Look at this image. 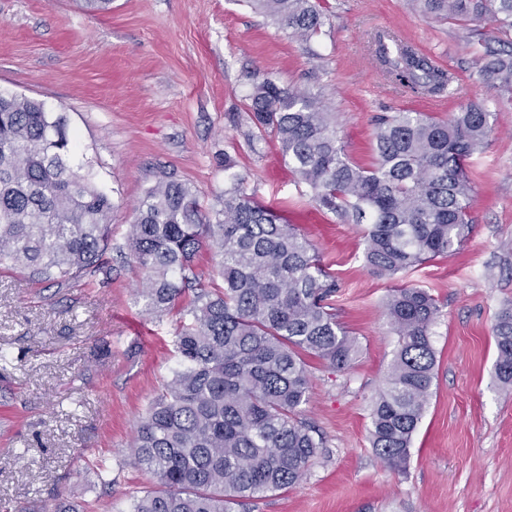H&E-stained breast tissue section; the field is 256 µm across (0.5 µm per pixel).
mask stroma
I'll return each mask as SVG.
<instances>
[{
  "label": "stroma",
  "instance_id": "stroma-1",
  "mask_svg": "<svg viewBox=\"0 0 512 512\" xmlns=\"http://www.w3.org/2000/svg\"><path fill=\"white\" fill-rule=\"evenodd\" d=\"M388 32L451 69L461 94L439 111L393 84L375 56ZM490 18L440 20L413 0H328L309 40L289 36L251 0H0V94L64 115L69 161L109 197L111 271L58 283L0 269V512H128L154 482L129 463L135 427L176 362L178 311L148 315L127 236L134 207L162 179L219 209L234 174L247 192L298 224L338 283V321L358 341L348 370L309 359L304 416L324 458L296 486L249 512H512V386L495 376L492 333L512 303V92L485 83L480 37ZM319 96L350 159H374L375 119L402 110L450 120L461 105L490 112L486 148L466 163L472 228L459 250L395 278L365 262L363 227L318 210L283 160L276 135L248 110L257 81ZM438 301L435 378L405 470L370 445V410L396 347L384 313L392 289Z\"/></svg>",
  "mask_w": 512,
  "mask_h": 512
}]
</instances>
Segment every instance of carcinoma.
<instances>
[{
	"mask_svg": "<svg viewBox=\"0 0 512 512\" xmlns=\"http://www.w3.org/2000/svg\"><path fill=\"white\" fill-rule=\"evenodd\" d=\"M256 2L296 38H310L323 24L317 0ZM416 2L437 19L490 16L502 32L512 31V0ZM483 48V81L512 90V49ZM378 54L389 78L416 95L452 81L392 35L379 38ZM249 111L258 129L277 134L282 157L319 208L365 225L364 257L377 275L392 279L467 239L473 186L466 161L491 133V113L481 104L447 122L422 112L380 119L369 168L349 159L334 114L308 92L263 80ZM68 151L63 116L35 99L0 95V265L63 282L108 264L114 204L73 172ZM128 248L142 273L145 313L169 312L186 290L194 292L190 322L173 339L178 366L137 424L131 449V464L159 489L134 499L131 512H234L299 483L324 447L301 419L311 392L305 357L343 371L358 351L336 320V281L312 243L255 202L236 175L211 217L179 182L150 187L135 208ZM204 248L221 286L194 272ZM384 309L397 345L371 403L370 443L384 466L401 471L431 396L439 306L425 289L403 287ZM493 335L496 377L512 384L511 306L495 315Z\"/></svg>",
	"mask_w": 512,
	"mask_h": 512,
	"instance_id": "cac0c4a2",
	"label": "carcinoma"
}]
</instances>
